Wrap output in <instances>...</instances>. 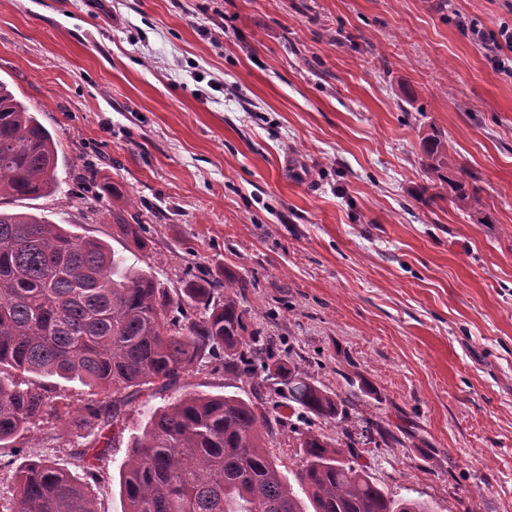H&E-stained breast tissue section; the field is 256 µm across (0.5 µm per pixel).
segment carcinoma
I'll list each match as a JSON object with an SVG mask.
<instances>
[{
    "instance_id": "obj_1",
    "label": "carcinoma",
    "mask_w": 512,
    "mask_h": 512,
    "mask_svg": "<svg viewBox=\"0 0 512 512\" xmlns=\"http://www.w3.org/2000/svg\"><path fill=\"white\" fill-rule=\"evenodd\" d=\"M426 169L448 184L460 205L480 211L476 176H461L443 140L423 139ZM59 157L49 130L0 81V201L57 192ZM117 235L143 251L141 224L115 222ZM224 302L187 281L172 294L107 244L78 237L33 214L0 211V447L37 421L59 417L33 373L90 388L87 414L100 438L117 414L98 396L158 385L167 388L202 360L251 379L252 398L188 392L149 414L120 471L125 512H431L416 498L380 487L356 458L312 430L294 431L301 499L267 449L278 420L262 393L267 383L294 413L340 423L348 399L311 379L261 336L246 341L239 297L243 280L228 275ZM108 446L88 455L76 476L48 458L16 467L15 512H98L93 486Z\"/></svg>"
}]
</instances>
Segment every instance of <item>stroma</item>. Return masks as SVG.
Masks as SVG:
<instances>
[{
    "mask_svg": "<svg viewBox=\"0 0 512 512\" xmlns=\"http://www.w3.org/2000/svg\"><path fill=\"white\" fill-rule=\"evenodd\" d=\"M512 0H0V80L51 132L60 190L9 202L105 242L176 292L188 276L240 300L318 384L352 395L343 427L279 409L353 451L388 493L431 512H512V75L471 34ZM439 133L493 221L430 193ZM144 226L130 248L114 217ZM59 411L0 450L78 472L98 426L77 382L25 373ZM250 393L204 364L116 397L94 488L124 512L120 467L148 415L184 392ZM386 436L365 438L366 421Z\"/></svg>",
    "mask_w": 512,
    "mask_h": 512,
    "instance_id": "obj_1",
    "label": "stroma"
}]
</instances>
